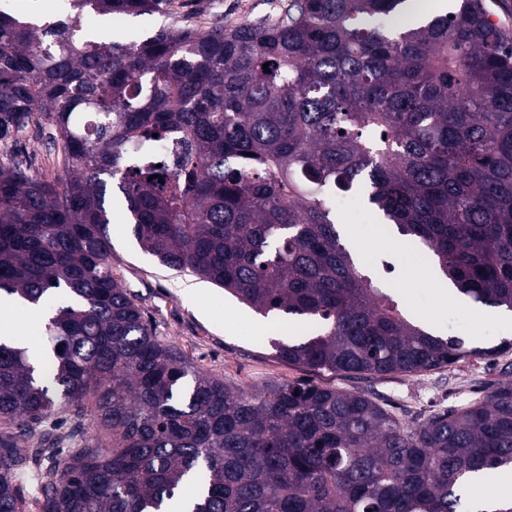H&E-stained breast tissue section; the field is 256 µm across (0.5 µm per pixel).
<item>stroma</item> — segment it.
Segmentation results:
<instances>
[{
    "mask_svg": "<svg viewBox=\"0 0 512 512\" xmlns=\"http://www.w3.org/2000/svg\"><path fill=\"white\" fill-rule=\"evenodd\" d=\"M289 0H171L163 13L137 17L116 15L107 32L117 43H131L175 21L203 27L215 20L234 26L260 16H277ZM49 126H29L16 148L34 170L53 177L59 165L44 147ZM343 231L358 239L362 270L380 287L396 292L402 306L419 314L424 325L444 336H457L484 347L512 339V325L476 319L455 302L439 301L423 266L401 254L393 240L380 235L379 219L366 205L336 213ZM109 234L112 270L134 295L158 338L174 345L198 369L242 389L296 380L362 392L388 410L410 418L481 399L489 388L512 378V351L486 359H469L421 375L359 376L314 372L279 359L273 340L296 335L301 327L287 317L254 314L223 288L189 271H174L144 253L136 242L124 202L113 198Z\"/></svg>",
    "mask_w": 512,
    "mask_h": 512,
    "instance_id": "stroma-1",
    "label": "stroma"
}]
</instances>
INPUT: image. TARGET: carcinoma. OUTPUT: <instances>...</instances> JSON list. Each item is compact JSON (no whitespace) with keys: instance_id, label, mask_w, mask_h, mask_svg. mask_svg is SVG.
I'll use <instances>...</instances> for the list:
<instances>
[{"instance_id":"carcinoma-1","label":"carcinoma","mask_w":512,"mask_h":512,"mask_svg":"<svg viewBox=\"0 0 512 512\" xmlns=\"http://www.w3.org/2000/svg\"><path fill=\"white\" fill-rule=\"evenodd\" d=\"M169 3L0 9V141L46 120L60 162L49 180L0 159V296L42 307L49 342L38 357L0 342V512H461L512 468L511 381L407 421L309 382L231 388L113 276L109 207L116 189L163 266L312 325L274 342L290 364L374 376L498 355L512 340L411 320L332 210L364 193L461 295L512 311V42L479 0L402 28L389 20L412 0H290L279 19L129 44L86 26ZM171 135L190 146L174 171L154 151Z\"/></svg>"}]
</instances>
